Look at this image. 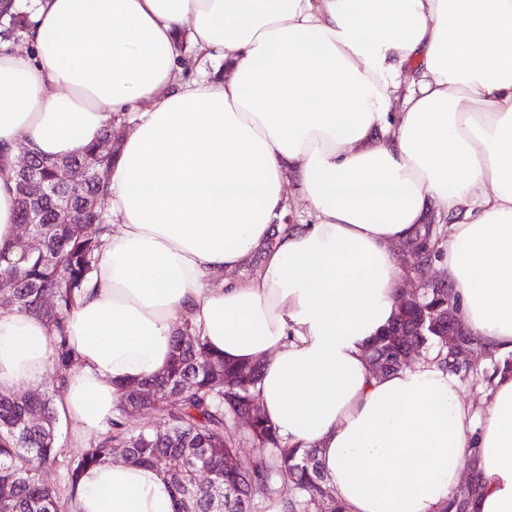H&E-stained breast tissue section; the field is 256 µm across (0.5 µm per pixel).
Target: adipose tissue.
<instances>
[{"instance_id": "adipose-tissue-1", "label": "adipose tissue", "mask_w": 512, "mask_h": 512, "mask_svg": "<svg viewBox=\"0 0 512 512\" xmlns=\"http://www.w3.org/2000/svg\"><path fill=\"white\" fill-rule=\"evenodd\" d=\"M29 51L0 52V246L19 234L15 161L61 158L130 114L107 171L111 229L67 320L56 395L85 445L120 386L161 373L191 323L283 443L318 451L346 512H440L463 475L512 512V374L482 419L453 373H374L395 315L393 247L446 225L435 261L484 349L512 354V0H31ZM187 37L195 55L178 49ZM223 69L202 75L206 62ZM295 178L316 223L283 230ZM49 328L0 308V393L38 387ZM74 512H173L156 470L105 461Z\"/></svg>"}]
</instances>
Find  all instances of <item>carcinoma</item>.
Masks as SVG:
<instances>
[{
    "instance_id": "1",
    "label": "carcinoma",
    "mask_w": 512,
    "mask_h": 512,
    "mask_svg": "<svg viewBox=\"0 0 512 512\" xmlns=\"http://www.w3.org/2000/svg\"><path fill=\"white\" fill-rule=\"evenodd\" d=\"M30 27L29 12L15 6L14 0H0V39H24ZM109 136L105 133L74 155L54 160L33 157L30 164L46 184L74 203L86 195L101 200L103 184L75 186L68 172L75 165L91 170L109 167L119 151L117 146L105 147ZM32 212L39 213L32 230L42 240V251L30 254L18 267L11 263L15 244L0 247V305L45 319L52 332V367L62 383L73 364L67 319L94 268L100 236L110 219L100 207L90 215L62 213L53 196L31 202L18 181V223H26ZM443 237L444 225L422 224L410 241L424 242V261L429 264ZM450 302H454L452 289L442 280L424 289L419 302L397 311L390 327L368 346L373 370L384 374L401 368L406 347L397 339L400 332L424 351V361L457 370L448 350L444 318ZM259 380V365L224 361L190 323H184L165 372L142 380L158 389L155 401L135 404L128 387L120 388L112 428L82 448L68 470L71 491H76L85 469L120 455L163 473L173 490L174 512H255L257 496L276 512H345L326 486L316 449L284 445L262 416L250 429L237 427V417L256 400ZM158 405L165 407V415L153 425L139 430L125 427L126 416ZM33 413L40 416L36 423L29 420ZM58 423L52 394H0V512H61L60 498L42 479V472L58 461ZM244 443L256 452L240 459L239 469L224 471V456L238 455ZM202 471L209 473L206 483L199 481ZM282 480L290 482L294 491L287 499L279 497ZM480 490L479 482H473L469 503L452 497L442 512H475Z\"/></svg>"
}]
</instances>
